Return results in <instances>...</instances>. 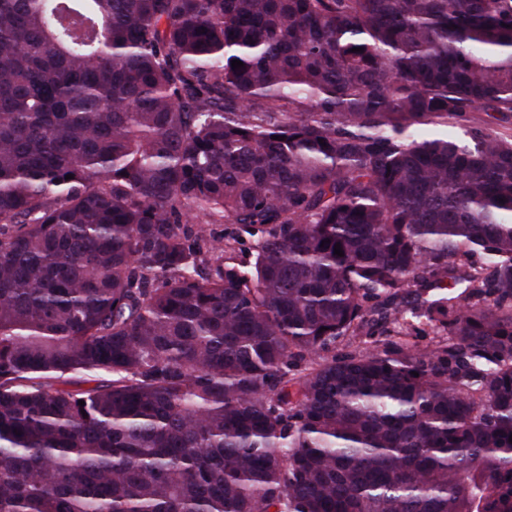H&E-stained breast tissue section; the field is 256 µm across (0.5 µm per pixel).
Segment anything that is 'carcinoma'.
Here are the masks:
<instances>
[{
    "instance_id": "obj_1",
    "label": "carcinoma",
    "mask_w": 512,
    "mask_h": 512,
    "mask_svg": "<svg viewBox=\"0 0 512 512\" xmlns=\"http://www.w3.org/2000/svg\"><path fill=\"white\" fill-rule=\"evenodd\" d=\"M511 436L512 0H0V512H512Z\"/></svg>"
}]
</instances>
